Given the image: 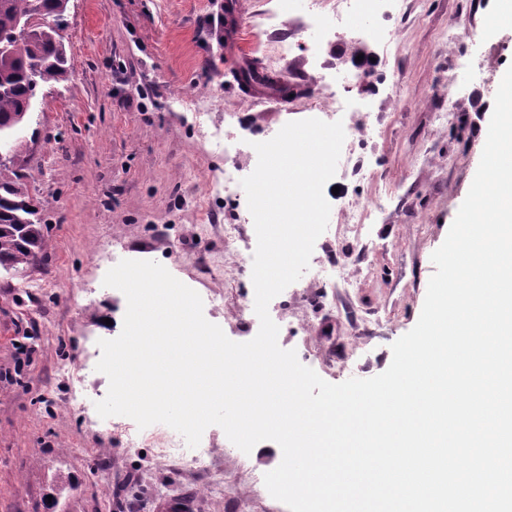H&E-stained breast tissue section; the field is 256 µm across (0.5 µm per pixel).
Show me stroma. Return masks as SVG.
Instances as JSON below:
<instances>
[{
    "instance_id": "35a3bbf8",
    "label": "stroma",
    "mask_w": 512,
    "mask_h": 512,
    "mask_svg": "<svg viewBox=\"0 0 512 512\" xmlns=\"http://www.w3.org/2000/svg\"><path fill=\"white\" fill-rule=\"evenodd\" d=\"M492 0H414L390 47L370 44L397 88L351 83L345 96L373 102L370 129L354 148L381 181L337 178L327 194L333 220L349 200L367 202L380 183L392 202L370 225L371 249L355 240L336 255L356 287L323 297L302 276L269 304L283 318L280 346L311 351L307 367L327 382L370 378L392 360V344L417 323L432 253L444 242L467 196L486 142L490 111L481 107L512 66V25L487 27ZM272 0H70L61 34L69 58L65 81L40 87L11 170L39 211L45 247L29 266L0 268V512H163L172 500L190 512H286L260 492L257 472L275 469V442L251 459L221 455L230 484L206 491L157 446L128 447L123 426L100 418L95 404L109 387L97 371L99 340L117 337L126 299L104 286L124 259L153 260L195 290L205 318L246 342L258 321L240 315L252 282L235 276L233 248L220 226L237 216L209 190L223 175L225 123L260 124L270 134L309 118L316 96L243 93L226 40L239 33L248 61L285 85L309 86L351 58L353 42H322L309 23L270 16ZM465 23L458 42L443 40ZM298 45L275 64L271 44ZM476 59L464 77L450 60ZM450 112L451 120L436 115ZM83 361L69 378L59 370ZM82 394L85 411L67 399Z\"/></svg>"
}]
</instances>
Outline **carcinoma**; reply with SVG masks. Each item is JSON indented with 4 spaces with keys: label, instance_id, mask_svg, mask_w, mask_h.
<instances>
[{
    "label": "carcinoma",
    "instance_id": "cac0c4a2",
    "mask_svg": "<svg viewBox=\"0 0 512 512\" xmlns=\"http://www.w3.org/2000/svg\"><path fill=\"white\" fill-rule=\"evenodd\" d=\"M69 0H0V34L11 35L17 18L35 17L39 20L36 33L14 40L12 54L0 57V135L12 136L18 147V129L31 112L37 89L46 83L60 82L68 73L66 47L57 20L67 10ZM267 86H275L268 74H258L253 64L237 72L242 86L250 87V78ZM16 172L0 168V267L17 269L35 261L44 246L43 225L37 209L27 200L18 183Z\"/></svg>",
    "mask_w": 512,
    "mask_h": 512
}]
</instances>
